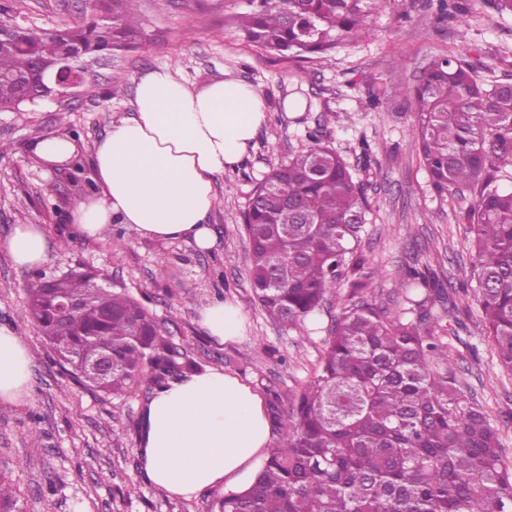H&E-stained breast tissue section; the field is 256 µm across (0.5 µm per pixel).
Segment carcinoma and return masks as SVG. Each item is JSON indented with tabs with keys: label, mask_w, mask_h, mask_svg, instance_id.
I'll use <instances>...</instances> for the list:
<instances>
[{
	"label": "carcinoma",
	"mask_w": 512,
	"mask_h": 512,
	"mask_svg": "<svg viewBox=\"0 0 512 512\" xmlns=\"http://www.w3.org/2000/svg\"><path fill=\"white\" fill-rule=\"evenodd\" d=\"M97 2L101 23L19 26L0 42V75H30L40 60L49 76L75 55L127 47L138 33L137 0ZM376 2L256 0L241 29L270 51L323 56L373 35ZM410 95L420 160L438 197L472 191L461 213L473 234L469 279L487 338L512 371V188L500 184L501 172L512 168V84L485 83L450 53L425 69ZM21 98L16 85L0 83V110L18 108ZM306 139L256 186L243 214L254 295L269 316L294 328L356 273L369 209L354 169L326 143L324 129L307 131ZM419 286L426 277L412 269L405 302L417 325L369 302L331 321L319 374L299 394L288 433L269 449L251 487L217 498L216 512H512V467L484 408L456 387L441 340L455 332V304L441 289L422 298L410 292ZM60 287L92 292L82 278H65ZM106 310L112 322L104 324ZM28 314L89 387L117 395L200 369L177 357L149 311L122 291L95 292L74 318L56 315L30 288ZM80 327L91 335H78ZM103 345L112 351V375L102 383L82 378L76 355L93 356ZM0 509L21 512L1 475Z\"/></svg>",
	"instance_id": "cac0c4a2"
}]
</instances>
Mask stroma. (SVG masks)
Wrapping results in <instances>:
<instances>
[{
  "instance_id": "stroma-1",
  "label": "stroma",
  "mask_w": 512,
  "mask_h": 512,
  "mask_svg": "<svg viewBox=\"0 0 512 512\" xmlns=\"http://www.w3.org/2000/svg\"><path fill=\"white\" fill-rule=\"evenodd\" d=\"M379 4L373 38L339 45L320 60L247 42L240 20L251 12L250 0H138L140 36L133 49L86 62V83L74 96L0 112V144L9 147L0 155V241L15 225H41L54 244L42 268L46 276L82 271L110 278L114 289L153 312L179 352L236 375L262 395L275 445L298 395L318 373L332 319L363 300L401 316L408 267L429 271L438 284L455 288L461 326L447 342L457 385L484 406L512 465V372L499 365L474 292L458 273L472 260L468 226L458 217L469 198L436 196L419 161L409 95L423 69L451 52L482 78L512 81V15L498 14L491 0H461L459 19L450 21L438 20L429 0ZM93 14L90 0H0V21L43 29ZM160 68L198 90L229 73L265 100V127L244 159L216 181L208 250L184 240L146 239L124 224L114 225L107 240L83 238L72 221L78 195L68 183L51 184L29 151L33 138L67 130L76 133L82 163L90 165L93 143L112 120L131 114L142 77ZM370 96L377 105L362 109ZM318 126L357 169L369 201L364 264L319 311L291 328L253 297L242 213L255 185L304 148L307 130ZM364 141L372 149L367 163L360 156ZM30 280L29 271L0 251V325L14 328L33 358L29 398L0 401V474L14 484L22 512H212L214 494L172 498L146 480L139 448L150 388L107 395L67 376L26 315ZM217 298L246 317L236 341L219 343L198 323L199 310ZM130 485L137 494L126 495Z\"/></svg>"
}]
</instances>
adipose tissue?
<instances>
[{
    "mask_svg": "<svg viewBox=\"0 0 512 512\" xmlns=\"http://www.w3.org/2000/svg\"><path fill=\"white\" fill-rule=\"evenodd\" d=\"M266 124L262 93L226 77L195 90L169 70L142 77L133 116L111 122L92 148L97 196L75 208L78 230L106 239L113 225L158 241L213 246L207 218L218 177L240 163ZM13 263L36 269L52 244L38 224L15 225L0 242ZM209 336L235 341L245 330L237 306L218 300L199 312ZM32 357L21 336L0 326V401L29 394ZM271 440L260 394L216 368L154 388L144 409L140 454L146 479L168 496L224 495L251 484Z\"/></svg>",
    "mask_w": 512,
    "mask_h": 512,
    "instance_id": "1",
    "label": "adipose tissue"
}]
</instances>
